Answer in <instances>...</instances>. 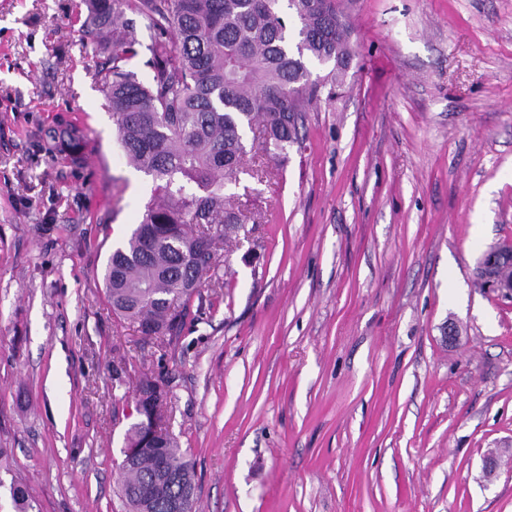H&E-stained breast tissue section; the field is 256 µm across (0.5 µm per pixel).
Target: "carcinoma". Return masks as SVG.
<instances>
[{
	"label": "carcinoma",
	"mask_w": 512,
	"mask_h": 512,
	"mask_svg": "<svg viewBox=\"0 0 512 512\" xmlns=\"http://www.w3.org/2000/svg\"><path fill=\"white\" fill-rule=\"evenodd\" d=\"M86 37L109 53L97 72L116 139L135 168L152 178L153 202L109 257L104 284L112 311L160 341L180 334L185 304L203 283L224 286L218 244L239 236L246 215L226 196L239 182L247 149L276 159L300 144L295 115L337 87L352 57L337 0H85ZM133 19H122L126 12ZM149 44H144V39ZM147 46L151 80L128 68ZM331 66L312 76L311 65ZM259 130L252 145L246 133ZM50 137L81 160L82 134L61 123ZM192 184L195 190H187ZM138 452L122 464L120 491L130 512H194L193 464L175 438L146 440L143 422L125 434ZM17 512H32L16 486Z\"/></svg>",
	"instance_id": "carcinoma-1"
}]
</instances>
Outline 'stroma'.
I'll return each instance as SVG.
<instances>
[{
    "label": "stroma",
    "mask_w": 512,
    "mask_h": 512,
    "mask_svg": "<svg viewBox=\"0 0 512 512\" xmlns=\"http://www.w3.org/2000/svg\"><path fill=\"white\" fill-rule=\"evenodd\" d=\"M343 8L345 84L241 175L224 286L159 342L105 296L153 181L116 141L84 0H0V512L15 483L36 512H127L145 373L197 512H512V299L475 275L512 242V0ZM50 137L66 143L73 150L71 161L78 163L81 160L79 150L82 147V134L80 130L71 124L60 123L57 127L49 132Z\"/></svg>",
    "instance_id": "obj_1"
}]
</instances>
